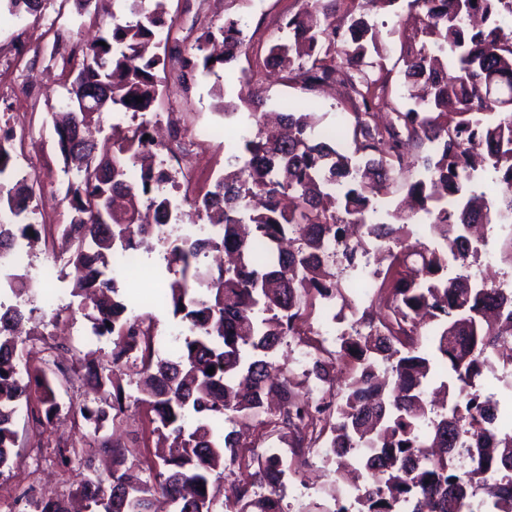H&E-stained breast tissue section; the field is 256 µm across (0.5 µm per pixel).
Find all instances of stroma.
<instances>
[{"instance_id": "obj_1", "label": "stroma", "mask_w": 512, "mask_h": 512, "mask_svg": "<svg viewBox=\"0 0 512 512\" xmlns=\"http://www.w3.org/2000/svg\"><path fill=\"white\" fill-rule=\"evenodd\" d=\"M165 4L173 22L164 51L168 72L180 71V50L190 47L207 28L230 18L239 20L248 50L235 62L233 74L260 72L258 88L266 98L267 111L302 107L317 113L323 127L335 131L346 149H353L348 93L306 91L263 70L268 47L281 35L287 19L302 9L303 0H165ZM95 12L107 17L122 15V0H91L89 12L82 15L74 0H45L40 14L21 17L0 6V134L9 129L16 133L12 154L27 157L28 173L40 183L34 204L37 222L45 227L37 250L20 270L29 274L46 265L53 269L51 279L23 295L0 288V303L45 310V317L31 323L26 349L41 360L58 359L68 369L72 383L68 392L61 394V401L90 406L96 405L99 394L87 371L95 366L109 367L113 344L111 337L91 335L80 300L71 294L68 255L52 244V226L68 223L70 214L62 201L69 176L57 147L51 116L67 109L64 83L69 76L61 65L67 60L73 69H80L82 56L77 48L95 37L96 31L90 26V16ZM382 46L384 59L373 75L386 81L387 98L400 107H409V100L403 96V58L407 52L419 49L421 41L415 38L403 43L387 36ZM223 82L220 71L208 77L195 76L187 92L177 82H167L153 108L158 118L174 116L182 140H202L200 156L183 161L199 192L209 189L218 176L230 170L231 154L241 152L243 138L251 132L240 118L223 117L213 92L214 85ZM511 240L512 224H490L478 244L479 264L489 265L491 277L505 288L512 286V252L507 249ZM167 250V244L158 241L140 248L139 272H120L116 278L119 295L129 311L153 318L158 334L167 335L168 343L160 347V357L173 359L183 344L184 324L170 306L159 300L172 278L167 270ZM140 377L141 363L135 357L114 370L112 378L121 390L122 411L78 447L82 460H91L101 476H109L112 470V457L104 447L115 440L127 449V465L144 469L159 462L162 444L157 434L150 432L135 403ZM14 429L13 467L0 475V500L13 499L15 512H31L32 501L64 497L72 500L74 512H84L82 501L75 494L83 471L82 460L63 464L56 448L58 438L75 435L73 422L60 420L39 425L31 411L23 409L16 416ZM242 433L252 442L251 448L244 451L246 457L269 448L280 450L288 469L282 489L284 512H329L336 492V463L325 459L322 448L306 451V464L300 468L287 438L278 431L249 425L243 427Z\"/></svg>"}]
</instances>
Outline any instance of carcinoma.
<instances>
[{
  "label": "carcinoma",
  "instance_id": "1",
  "mask_svg": "<svg viewBox=\"0 0 512 512\" xmlns=\"http://www.w3.org/2000/svg\"><path fill=\"white\" fill-rule=\"evenodd\" d=\"M15 16L37 12L40 0H6ZM125 20L112 18L105 45L82 48V69L67 87L68 111L55 122L64 164L76 170L63 200L71 217L74 297L94 299L84 314L94 336L112 337V366L141 353L143 379L138 405L153 431L168 432L176 451L148 476L125 466L124 447L112 444L111 478L86 466L79 495L88 512H152L161 494L178 512H219L211 478L240 466L250 447L240 431L219 426L251 419L273 425L291 448H312L325 431L332 454L355 466L357 512H474L491 501L494 512H512V482H490L492 470L512 471V431H496L495 408L476 382L492 367L498 347L512 338V292L468 272L477 248L468 236L474 223L512 220V33L502 21L512 0H409L421 10L424 42L404 71L411 107L392 108L390 120H375L384 90L365 72L369 52L382 56L379 32L365 15L347 27L335 22L343 0H304L286 23L287 35L268 49V72L312 91L345 72L354 96L355 158L333 137H323L313 112L280 115L286 133L263 137V99L238 77L237 99L224 102V116L247 108L255 127L234 156L235 169L219 176L203 195L184 198L197 216L224 226L210 236L202 228L183 233L167 252L179 277L167 285L165 302L182 315L189 335L174 359L156 357L154 320L127 314L119 299L113 256L159 237L160 224L179 220L164 187L174 182L149 163L158 146L150 133L151 107L168 76H159V36L172 29L164 0H123ZM245 50L242 30L228 19L198 37L182 60L176 80L214 73ZM104 86L107 103L85 111L79 91L87 81ZM143 98V102L136 98ZM113 109L140 122L128 126L112 148L73 153L69 133ZM13 136H0V206L13 220L0 224V251L30 233L35 198L27 177L11 166ZM491 169L502 185L495 205L477 192L476 176ZM428 225L432 244L411 241ZM332 239L336 253L326 252ZM388 247L390 263L377 273L376 294L385 308L359 309L330 261L355 266L367 245ZM210 251L235 256L234 266L214 274L200 265ZM454 262L463 273L448 276ZM14 294L32 288L27 275L4 268ZM341 302L356 316L340 338L346 392L334 391L333 359L324 349L309 356L306 378L326 387L321 399L306 398L304 382L277 363L285 338L322 302ZM30 319L20 306L0 311V474L11 469L15 417L40 393L47 423L81 416L97 430L115 408L108 397L97 406L57 402L46 370L19 380L13 364L23 352L18 336ZM457 386L447 392L449 412L434 414L428 384L437 364ZM213 367L215 372L208 374ZM477 463L463 472L457 452ZM262 494L255 482L235 479L225 487L231 512H283L277 490L286 470L270 450L257 457Z\"/></svg>",
  "mask_w": 512,
  "mask_h": 512
}]
</instances>
